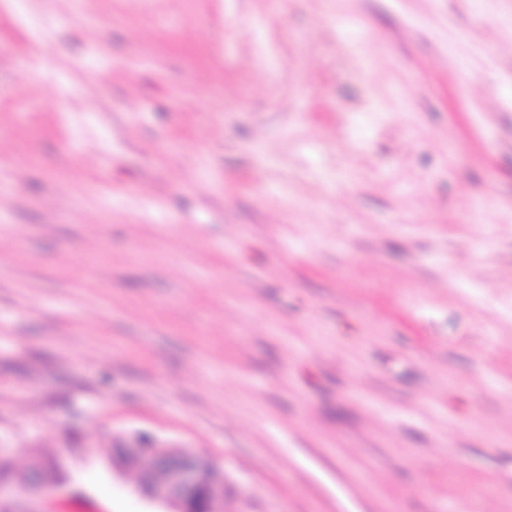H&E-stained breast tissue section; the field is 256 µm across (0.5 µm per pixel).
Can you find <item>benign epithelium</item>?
Here are the masks:
<instances>
[{"label":"benign epithelium","instance_id":"7a95c632","mask_svg":"<svg viewBox=\"0 0 512 512\" xmlns=\"http://www.w3.org/2000/svg\"><path fill=\"white\" fill-rule=\"evenodd\" d=\"M117 447L124 449V454L112 455V467L136 472L140 494L164 506V512H191L190 506L197 500L201 502L199 512H224V469L212 460L142 435L127 438ZM24 493L43 499L41 512H50L57 499L56 488L35 476L22 487L1 481L0 512H31L21 503Z\"/></svg>","mask_w":512,"mask_h":512}]
</instances>
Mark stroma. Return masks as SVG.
Listing matches in <instances>:
<instances>
[{"instance_id":"obj_1","label":"stroma","mask_w":512,"mask_h":512,"mask_svg":"<svg viewBox=\"0 0 512 512\" xmlns=\"http://www.w3.org/2000/svg\"><path fill=\"white\" fill-rule=\"evenodd\" d=\"M512 512V0H0V449L56 512ZM124 449L120 457L112 448V467L117 471H135L140 494L161 504V512H191L200 500L199 512H224L227 485L224 469L212 460L186 448H176L154 437L136 435L115 445ZM152 461L150 466L145 461ZM163 477H156L157 471Z\"/></svg>"}]
</instances>
